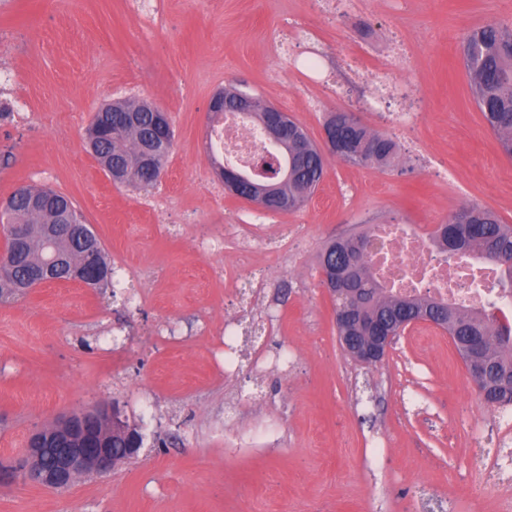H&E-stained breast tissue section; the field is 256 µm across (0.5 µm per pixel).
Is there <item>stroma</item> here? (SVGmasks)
Returning a JSON list of instances; mask_svg holds the SVG:
<instances>
[{
	"label": "stroma",
	"instance_id": "35a3bbf8",
	"mask_svg": "<svg viewBox=\"0 0 512 512\" xmlns=\"http://www.w3.org/2000/svg\"><path fill=\"white\" fill-rule=\"evenodd\" d=\"M512 0H0V66L25 108L0 119V200L49 187L82 211L123 290L44 285L0 304V464L38 426L118 405L138 458L60 491L0 481V512H512V408L482 402L448 335L408 328L373 365L343 351L319 259L373 224H442L469 204L512 224V159L463 65ZM320 57L329 82L295 60ZM245 84L321 143L345 110L390 137L386 167L332 158L300 209L225 192L207 149L215 92ZM393 96L373 108L376 84ZM419 108L403 131L391 115ZM140 99L174 144L144 193L87 147L94 114ZM282 245L202 255L201 225Z\"/></svg>",
	"mask_w": 512,
	"mask_h": 512
}]
</instances>
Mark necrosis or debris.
<instances>
[{
  "label": "necrosis or debris",
  "mask_w": 512,
  "mask_h": 512,
  "mask_svg": "<svg viewBox=\"0 0 512 512\" xmlns=\"http://www.w3.org/2000/svg\"><path fill=\"white\" fill-rule=\"evenodd\" d=\"M212 155L232 165L254 169L272 148L260 127L246 119L225 116L208 136ZM368 260L378 281L401 296H432L466 306L512 309V297L493 286L494 264L469 271L448 261L433 247L430 232L409 224H378L368 235Z\"/></svg>",
  "instance_id": "necrosis-or-debris-1"
}]
</instances>
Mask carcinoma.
<instances>
[{"instance_id": "carcinoma-1", "label": "carcinoma", "mask_w": 512, "mask_h": 512, "mask_svg": "<svg viewBox=\"0 0 512 512\" xmlns=\"http://www.w3.org/2000/svg\"><path fill=\"white\" fill-rule=\"evenodd\" d=\"M477 54L463 58L475 102L488 128L497 136L504 154L512 157V28L495 23L481 25L465 37ZM122 107L136 114L135 122L113 132L97 123L88 128V140L99 165L118 172L115 182L142 192L153 188L155 170L143 157L152 137V113L144 101H123ZM342 139L359 154L356 163H389L395 153L391 140L371 132L357 122L342 129ZM289 148L308 154L304 166L281 186L288 206L301 208L323 179L326 164L309 137ZM71 211L78 221L84 218L75 203L65 194L48 188L25 186L6 200L8 223L24 224L33 230L20 243L3 227L4 246L0 250V303L26 294L34 284L33 276L40 264L52 254V248L39 233L43 224H53L60 212ZM466 221L477 230L458 237L453 250L448 238L435 235L434 246L441 252L464 255L483 261L492 256L512 258V225L504 223L492 211L479 205L465 208ZM366 233L353 234L330 242L323 251L321 264L338 270L339 280L351 292L334 297L338 308L354 307L368 318L379 317L392 325L393 332L405 330L413 321L433 324L450 338L483 337V348L475 357H462L466 372L478 393L492 391L499 407L512 406V323L486 311H474L428 297L391 295L373 276L365 251ZM96 257L88 261L85 245L73 240L66 248L67 266L79 269L85 278L108 282L112 267L100 241H95ZM337 334L354 336L359 342L368 335L365 324L355 318L336 323Z\"/></svg>"}]
</instances>
